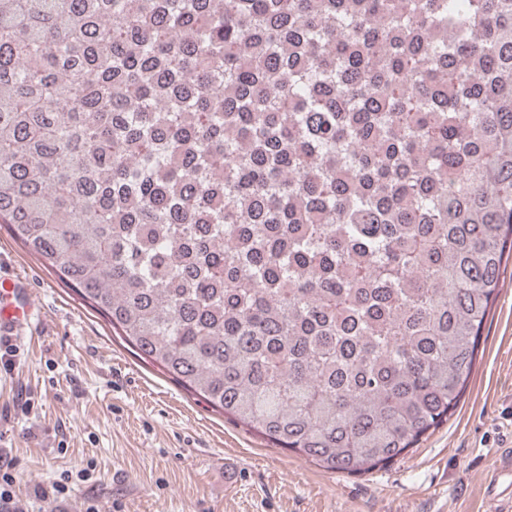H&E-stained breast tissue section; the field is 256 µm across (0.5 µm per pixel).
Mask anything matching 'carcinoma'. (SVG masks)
<instances>
[{
  "label": "carcinoma",
  "mask_w": 512,
  "mask_h": 512,
  "mask_svg": "<svg viewBox=\"0 0 512 512\" xmlns=\"http://www.w3.org/2000/svg\"><path fill=\"white\" fill-rule=\"evenodd\" d=\"M0 224L230 421L383 466L512 257V0H0Z\"/></svg>",
  "instance_id": "1"
}]
</instances>
